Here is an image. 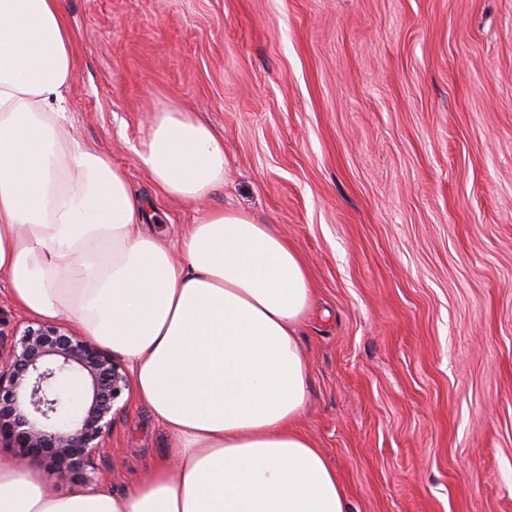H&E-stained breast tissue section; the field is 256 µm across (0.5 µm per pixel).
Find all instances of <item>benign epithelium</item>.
Segmentation results:
<instances>
[{"label": "benign epithelium", "instance_id": "1", "mask_svg": "<svg viewBox=\"0 0 512 512\" xmlns=\"http://www.w3.org/2000/svg\"><path fill=\"white\" fill-rule=\"evenodd\" d=\"M75 374L86 400L73 417L62 383ZM128 389L125 369L100 346L60 325H28L0 354V443L18 465L38 459L57 480L87 485Z\"/></svg>", "mask_w": 512, "mask_h": 512}]
</instances>
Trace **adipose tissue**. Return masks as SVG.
Masks as SVG:
<instances>
[{
    "instance_id": "adipose-tissue-1",
    "label": "adipose tissue",
    "mask_w": 512,
    "mask_h": 512,
    "mask_svg": "<svg viewBox=\"0 0 512 512\" xmlns=\"http://www.w3.org/2000/svg\"><path fill=\"white\" fill-rule=\"evenodd\" d=\"M72 57L61 0H0V276L21 310L123 357L168 452L123 495L56 496L40 468L0 464V512H350L295 427L310 383L302 257L271 225L212 209L174 261L125 170L58 136ZM138 158L173 200L224 185V141L190 112L155 113Z\"/></svg>"
}]
</instances>
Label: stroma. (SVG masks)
<instances>
[{
  "mask_svg": "<svg viewBox=\"0 0 512 512\" xmlns=\"http://www.w3.org/2000/svg\"><path fill=\"white\" fill-rule=\"evenodd\" d=\"M66 132L175 246L210 209L272 225L313 288L295 423L353 512H512V0H62ZM224 138L223 188L163 197L155 112ZM89 491L167 436L126 391Z\"/></svg>",
  "mask_w": 512,
  "mask_h": 512,
  "instance_id": "35a3bbf8",
  "label": "stroma"
}]
</instances>
